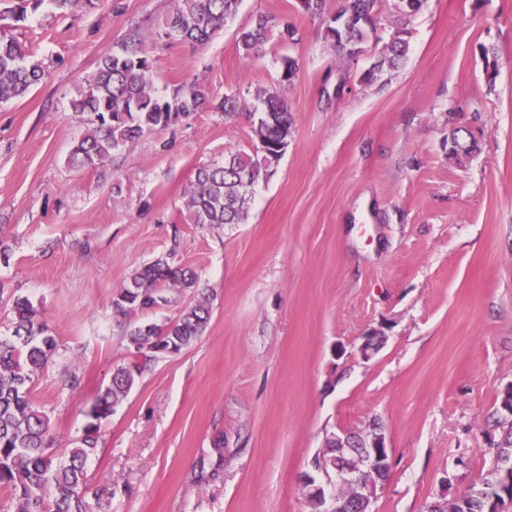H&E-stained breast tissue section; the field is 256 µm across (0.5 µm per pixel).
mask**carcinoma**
Segmentation results:
<instances>
[{
    "label": "carcinoma",
    "instance_id": "carcinoma-1",
    "mask_svg": "<svg viewBox=\"0 0 512 512\" xmlns=\"http://www.w3.org/2000/svg\"><path fill=\"white\" fill-rule=\"evenodd\" d=\"M242 0H174L158 36L177 38L204 46L234 17ZM378 0H343L336 14L325 20L324 39L340 54L349 45L362 46L376 32ZM285 41L299 40L295 27L281 17L261 13L239 30L238 53L253 60L273 34ZM407 31L394 32L384 50L361 75L371 83L387 71L398 68L409 51ZM297 63L282 59L278 88H259L255 98L263 106L253 128L252 150H237L224 157L221 165L200 168L186 193L187 224H240L247 213L248 193L259 180L270 176L285 154L293 133V118L282 90L293 83ZM45 76L43 63L33 59L13 37L0 38V103L19 99ZM246 103L235 94L211 99L196 83H179L167 94L157 92L154 61L146 51L139 29H131L127 41L106 53L95 73L71 99V110L89 115L86 132L72 147L69 162L80 169L97 167L112 153L157 128H167L192 115L222 112L232 118ZM447 143L452 155L470 157L474 145L461 130L452 129ZM199 278L190 267L174 266L160 258L137 269L121 288L113 292V317L124 325L129 362L113 373L100 388L86 412L87 423L79 445L65 460L52 448L57 443L50 419L31 400L35 375L56 355V338L38 320V309L27 297L14 300L13 337L0 340V487L9 489L15 512H93V506L112 499L110 487L88 484L85 467L96 454L98 431L112 416L113 409L131 392L150 355L169 356L192 345L205 332L210 319V300L200 295L163 324L134 322L138 312L168 302V292H197ZM360 449L345 455L344 466L357 470L369 480L373 474L362 468ZM512 438L496 448V465L464 493L465 506L452 505L451 512H488L491 495L499 494L512 473Z\"/></svg>",
    "mask_w": 512,
    "mask_h": 512
}]
</instances>
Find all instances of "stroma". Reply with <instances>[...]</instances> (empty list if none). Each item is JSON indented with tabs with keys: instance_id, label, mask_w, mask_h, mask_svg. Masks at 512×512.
<instances>
[{
	"instance_id": "35a3bbf8",
	"label": "stroma",
	"mask_w": 512,
	"mask_h": 512,
	"mask_svg": "<svg viewBox=\"0 0 512 512\" xmlns=\"http://www.w3.org/2000/svg\"><path fill=\"white\" fill-rule=\"evenodd\" d=\"M394 4L380 0L355 59L298 0H243L201 47L156 37L173 0H80L65 15L41 0L5 20L46 75L0 104V338L14 299H31L59 345L31 388L59 447L128 361L111 302L133 271L159 257L192 268L212 307L204 334L147 361L103 423L86 465L91 485L114 489L102 512H309L300 478L326 433L373 419L391 456L375 512H427L491 468L512 428V0H425L409 19ZM259 13L288 17L300 39L249 62L236 37ZM135 26L160 92L195 82L247 107L196 113L76 168L87 124L70 101ZM399 29L405 63L361 82ZM285 56L298 64L284 90L294 125L275 173L251 190L244 223H183L197 169L249 148L254 91L275 85ZM455 125L478 140L462 164L445 147ZM374 332L385 342L362 358ZM218 438L224 463L198 481Z\"/></svg>"
}]
</instances>
